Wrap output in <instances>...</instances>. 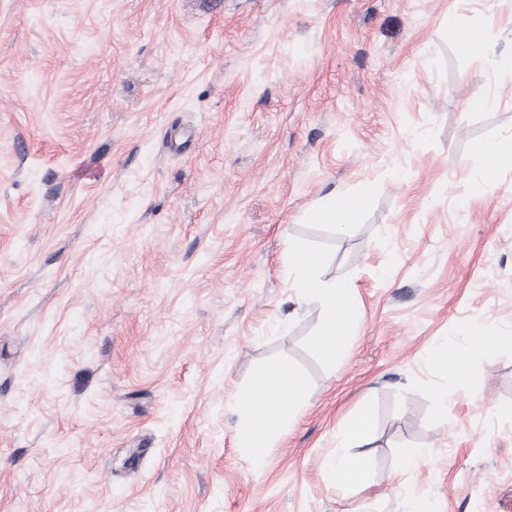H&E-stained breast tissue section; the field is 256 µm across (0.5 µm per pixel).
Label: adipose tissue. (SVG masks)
Returning a JSON list of instances; mask_svg holds the SVG:
<instances>
[{
	"label": "adipose tissue",
	"instance_id": "obj_1",
	"mask_svg": "<svg viewBox=\"0 0 512 512\" xmlns=\"http://www.w3.org/2000/svg\"><path fill=\"white\" fill-rule=\"evenodd\" d=\"M371 200L372 190L368 187L352 196H332L322 204L318 219L338 231H347L358 223ZM294 265V286L300 297L320 299L324 306V321L315 338V349L324 361L336 362L359 320V303L351 288L322 279L320 259L314 253L296 249ZM504 348H512L511 333L486 336L481 323L477 322L463 332L460 341L437 347L428 364L431 368L454 373L475 393L481 381L471 370L472 359L492 360L495 353ZM306 392L305 377L287 361L275 359L257 370L248 390L239 398L236 432L239 443L250 449L254 465H262L264 451L273 437L287 431L295 422ZM372 422V410L364 405L338 432L336 450L327 463V470L338 486L360 491L370 487L372 470L367 459L349 454L348 449L369 440Z\"/></svg>",
	"mask_w": 512,
	"mask_h": 512
}]
</instances>
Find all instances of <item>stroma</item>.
I'll return each mask as SVG.
<instances>
[{
  "label": "stroma",
  "instance_id": "1",
  "mask_svg": "<svg viewBox=\"0 0 512 512\" xmlns=\"http://www.w3.org/2000/svg\"><path fill=\"white\" fill-rule=\"evenodd\" d=\"M510 54L512 0H0V512H512V349L474 396L426 362L512 332V162L472 152L512 146ZM295 245L360 303L333 365ZM275 358L309 389L257 468ZM366 402L355 492L325 467ZM474 152L482 161L487 175L498 171L506 160L510 161L512 154L511 149L505 150L501 144L494 141L479 142L476 144ZM372 189L365 187L352 196L335 195L328 198L318 211L321 223L332 224L338 231L345 232L358 223L361 213L370 205ZM306 392L305 377L287 361L271 360L257 370L239 397L236 432L239 443L251 450L255 466L262 465L273 437L295 422Z\"/></svg>",
  "mask_w": 512,
  "mask_h": 512
}]
</instances>
